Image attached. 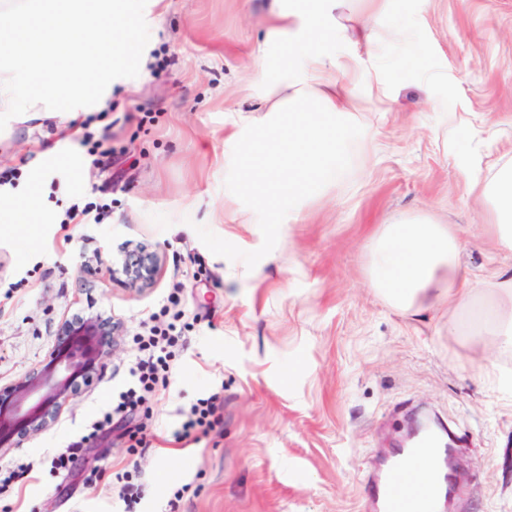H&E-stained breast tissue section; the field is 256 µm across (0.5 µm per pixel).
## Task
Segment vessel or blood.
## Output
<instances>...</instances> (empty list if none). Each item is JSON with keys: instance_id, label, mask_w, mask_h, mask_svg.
<instances>
[{"instance_id": "obj_1", "label": "vessel or blood", "mask_w": 512, "mask_h": 512, "mask_svg": "<svg viewBox=\"0 0 512 512\" xmlns=\"http://www.w3.org/2000/svg\"><path fill=\"white\" fill-rule=\"evenodd\" d=\"M445 434L437 421L416 431L411 446L398 449L392 466L371 480L378 512H444L456 486Z\"/></svg>"}]
</instances>
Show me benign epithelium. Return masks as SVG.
Masks as SVG:
<instances>
[{
	"mask_svg": "<svg viewBox=\"0 0 512 512\" xmlns=\"http://www.w3.org/2000/svg\"><path fill=\"white\" fill-rule=\"evenodd\" d=\"M126 272L137 281H147L153 268L138 258L127 263ZM111 335L109 321L99 314L67 321L39 367L0 387V451L18 447L56 420L63 406L101 371Z\"/></svg>",
	"mask_w": 512,
	"mask_h": 512,
	"instance_id": "obj_1",
	"label": "benign epithelium"
}]
</instances>
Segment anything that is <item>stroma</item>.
Here are the masks:
<instances>
[{
    "mask_svg": "<svg viewBox=\"0 0 512 512\" xmlns=\"http://www.w3.org/2000/svg\"><path fill=\"white\" fill-rule=\"evenodd\" d=\"M269 0H165L146 53L161 76L112 86L109 111L52 112L0 131V170L18 173L2 199L39 197L26 224L0 214V385L38 367L64 321L116 323L104 367L56 421L0 465L40 462L0 512H370L364 477L382 469L419 417L447 423L465 512H512V350L461 336L463 311L394 308L370 286L386 224L436 219L460 236L473 293L494 294L512 249L489 239L492 202L471 190L512 165V0H390L384 22L406 41L379 54L391 97L359 86L358 137L338 183L278 223H252L224 164L225 134L246 124L248 85L271 24ZM427 56H420V48ZM109 132V169L84 131ZM77 201L106 204L101 224H64ZM154 264L150 284L125 261ZM191 324L154 427L224 390L223 423L198 443L127 452L129 424L85 444L69 471L60 449L123 388L132 339L171 288ZM104 472L98 486L84 474ZM142 497L121 500L114 473Z\"/></svg>",
    "mask_w": 512,
    "mask_h": 512,
    "instance_id": "stroma-1",
    "label": "stroma"
}]
</instances>
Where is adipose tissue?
<instances>
[{"label":"adipose tissue","instance_id":"1","mask_svg":"<svg viewBox=\"0 0 512 512\" xmlns=\"http://www.w3.org/2000/svg\"><path fill=\"white\" fill-rule=\"evenodd\" d=\"M350 0H270L273 26L250 87L262 117L255 130L237 129L227 140L235 153L236 193L251 197L260 213L276 220L300 197L331 185L346 157L348 116L357 86L369 75L379 91L392 79L365 59L337 56V43L375 51L382 42L409 36L406 26L380 27L379 12L349 14ZM492 233L512 248V167L500 168L492 191ZM458 232L428 220L387 225L373 254L370 285L392 306L411 309L445 301L465 308L473 295L460 275ZM497 298L478 306L471 333L501 337L512 348V277L498 280Z\"/></svg>","mask_w":512,"mask_h":512}]
</instances>
